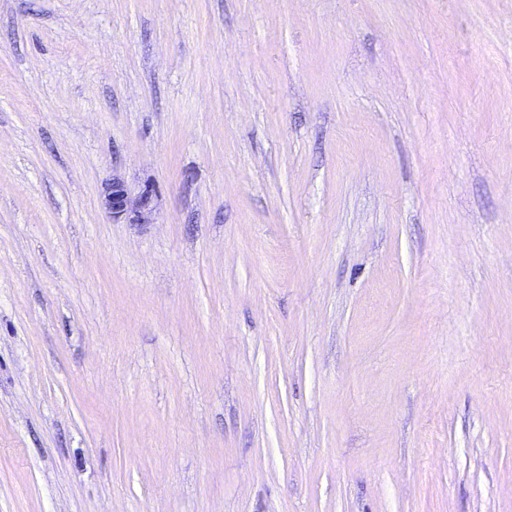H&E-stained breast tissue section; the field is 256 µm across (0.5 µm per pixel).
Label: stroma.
<instances>
[{"label":"stroma","mask_w":512,"mask_h":512,"mask_svg":"<svg viewBox=\"0 0 512 512\" xmlns=\"http://www.w3.org/2000/svg\"><path fill=\"white\" fill-rule=\"evenodd\" d=\"M0 512H512V0H0ZM101 206L112 218V223L152 224L156 211V195L146 189L132 198L125 182L118 177L105 184Z\"/></svg>","instance_id":"35a3bbf8"}]
</instances>
